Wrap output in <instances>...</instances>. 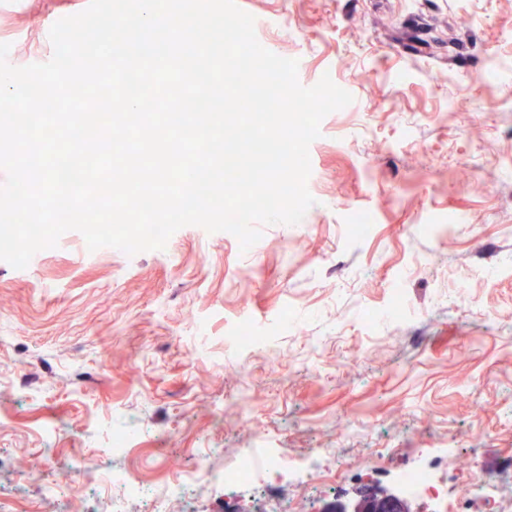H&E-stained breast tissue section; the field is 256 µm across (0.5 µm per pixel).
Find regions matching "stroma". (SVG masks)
<instances>
[{
  "instance_id": "obj_1",
  "label": "stroma",
  "mask_w": 512,
  "mask_h": 512,
  "mask_svg": "<svg viewBox=\"0 0 512 512\" xmlns=\"http://www.w3.org/2000/svg\"><path fill=\"white\" fill-rule=\"evenodd\" d=\"M88 3L0 0V43L47 62L51 25ZM237 3L303 86L327 74L353 97L310 145L315 203L245 251L188 225L161 250L69 231L27 268L0 261V512H110L112 474L158 485L258 447L331 449V476L175 512H322L417 465L453 497L450 449L512 500V0ZM115 431L129 452H107Z\"/></svg>"
}]
</instances>
